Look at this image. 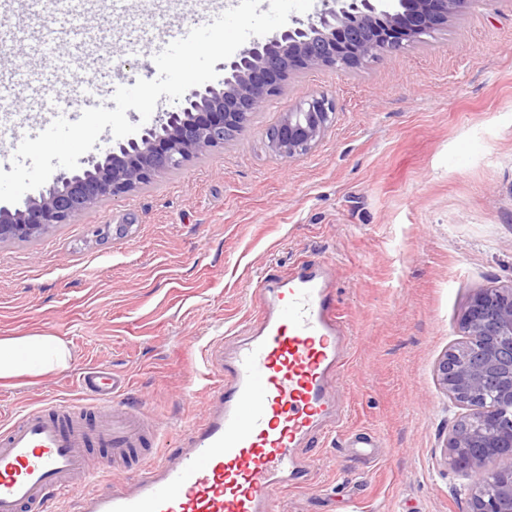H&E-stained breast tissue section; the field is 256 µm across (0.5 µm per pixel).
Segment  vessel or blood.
Wrapping results in <instances>:
<instances>
[{
	"label": "vessel or blood",
	"mask_w": 512,
	"mask_h": 512,
	"mask_svg": "<svg viewBox=\"0 0 512 512\" xmlns=\"http://www.w3.org/2000/svg\"><path fill=\"white\" fill-rule=\"evenodd\" d=\"M253 296L250 335L209 346L214 407L187 427L180 452L141 456L144 445L161 442L162 426L116 400L122 378L91 367L80 384L95 425L85 422L89 407L61 402L27 409L0 429V512H53L69 480L122 467L135 470L133 486L95 490L80 512H279V492L312 479L304 445L346 419L336 389L350 335L326 265L302 262L262 278ZM92 445L108 455L89 461Z\"/></svg>",
	"instance_id": "1"
}]
</instances>
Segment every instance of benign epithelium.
<instances>
[{
	"label": "benign epithelium",
	"instance_id": "benign-epithelium-1",
	"mask_svg": "<svg viewBox=\"0 0 512 512\" xmlns=\"http://www.w3.org/2000/svg\"><path fill=\"white\" fill-rule=\"evenodd\" d=\"M477 0H322V8L242 49L224 63L221 87L190 90L136 136L93 156L81 172L63 169L39 197L0 208V243L70 224L103 198H120L195 156L246 132L288 79L316 67L354 69L387 58L448 23ZM335 101L311 95L271 127L275 155L310 152L332 127ZM464 339L438 365L439 384L464 409L444 459L470 479L468 512H512V286L473 294L461 319Z\"/></svg>",
	"mask_w": 512,
	"mask_h": 512
}]
</instances>
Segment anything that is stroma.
<instances>
[{"label":"stroma","instance_id":"stroma-1","mask_svg":"<svg viewBox=\"0 0 512 512\" xmlns=\"http://www.w3.org/2000/svg\"><path fill=\"white\" fill-rule=\"evenodd\" d=\"M221 5L200 0H67L55 13L16 0L35 36L11 44L46 75L41 98L13 86L20 117L0 138L10 166L43 106L75 110L87 80L69 43L106 59L102 100L147 63L135 39L186 33ZM336 121L308 154L284 162L266 133L308 94ZM331 262L353 336L344 393L348 430L379 435L375 456L319 441L310 485L279 495L281 512H466L464 472L441 460L459 409L437 367L462 337L481 288L512 284V0H489L393 57L291 77L249 130L72 224L0 244V336L70 344L66 370L0 381V424L44 403L77 401L86 368L124 377L120 402L167 424V448L200 422L209 395L195 373L205 347L246 336L257 278Z\"/></svg>","mask_w":512,"mask_h":512}]
</instances>
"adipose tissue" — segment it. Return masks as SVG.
<instances>
[{
  "label": "adipose tissue",
  "instance_id": "adipose-tissue-1",
  "mask_svg": "<svg viewBox=\"0 0 512 512\" xmlns=\"http://www.w3.org/2000/svg\"><path fill=\"white\" fill-rule=\"evenodd\" d=\"M70 360L67 342L57 336L0 338V379L41 376L68 368Z\"/></svg>",
  "mask_w": 512,
  "mask_h": 512
}]
</instances>
